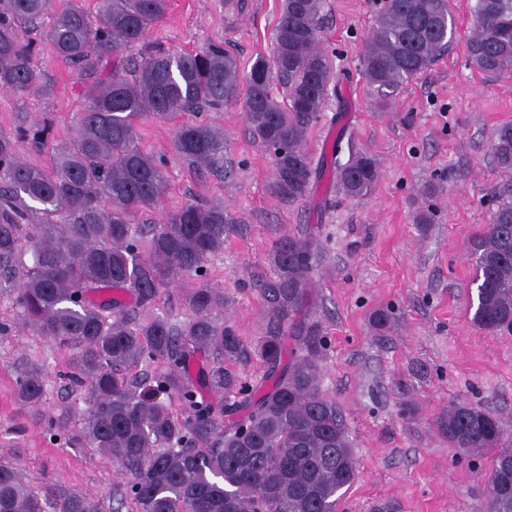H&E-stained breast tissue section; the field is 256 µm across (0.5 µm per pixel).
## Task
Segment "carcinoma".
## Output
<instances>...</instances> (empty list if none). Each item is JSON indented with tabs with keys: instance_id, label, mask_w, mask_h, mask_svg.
Wrapping results in <instances>:
<instances>
[{
	"instance_id": "obj_1",
	"label": "carcinoma",
	"mask_w": 512,
	"mask_h": 512,
	"mask_svg": "<svg viewBox=\"0 0 512 512\" xmlns=\"http://www.w3.org/2000/svg\"><path fill=\"white\" fill-rule=\"evenodd\" d=\"M324 0H282L273 59L259 57L241 84L236 57L222 43L172 53L144 43L141 59H120L143 43L169 0H0V90H44L37 67L40 32L56 60L92 76L76 136L53 144L48 122L0 132V336L27 328L69 351L68 380L84 389L74 426L42 416L45 434L92 448L126 474V489L102 498L36 492L21 470L0 460V512H338L339 491L355 480L357 460L343 416L321 386L327 340L310 312L313 267L321 247L311 234L279 238L269 277L257 292L265 325L254 345L263 374L255 384L234 366L247 347L218 317L224 291L202 284L188 295L191 315L154 312L163 286L202 280L237 218L221 204L186 203L154 224H138L169 193L165 164L140 145L138 120L218 108L244 98L252 137L272 155L274 189L293 203L323 167L313 165L306 132L326 101L331 67L319 48ZM466 49L479 71H512V0H473ZM448 0H386L363 42L360 61L377 90L395 89L431 66L450 45ZM285 80L287 104L270 89L271 69ZM179 157L195 171L224 164V133L207 123L181 125ZM498 166L512 171V124L493 142ZM50 152L33 164L24 153ZM376 161L355 154L336 166V185L361 198L379 180ZM477 308L473 322L512 331V202L501 205L473 243ZM210 363L194 369L198 354ZM143 367L139 381L130 372ZM45 362L18 367L15 395L42 408ZM184 414L177 416L171 402ZM456 448L494 453L485 474V512H512V448L500 447L502 423L465 401L437 421Z\"/></svg>"
}]
</instances>
